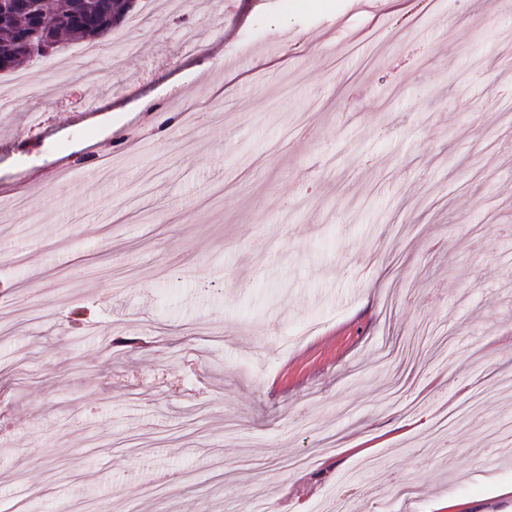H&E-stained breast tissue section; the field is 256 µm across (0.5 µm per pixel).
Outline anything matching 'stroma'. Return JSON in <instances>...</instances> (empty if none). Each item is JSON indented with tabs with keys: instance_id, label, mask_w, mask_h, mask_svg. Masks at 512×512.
I'll list each match as a JSON object with an SVG mask.
<instances>
[{
	"instance_id": "35a3bbf8",
	"label": "stroma",
	"mask_w": 512,
	"mask_h": 512,
	"mask_svg": "<svg viewBox=\"0 0 512 512\" xmlns=\"http://www.w3.org/2000/svg\"><path fill=\"white\" fill-rule=\"evenodd\" d=\"M137 40L0 79V512H512V0H150Z\"/></svg>"
}]
</instances>
